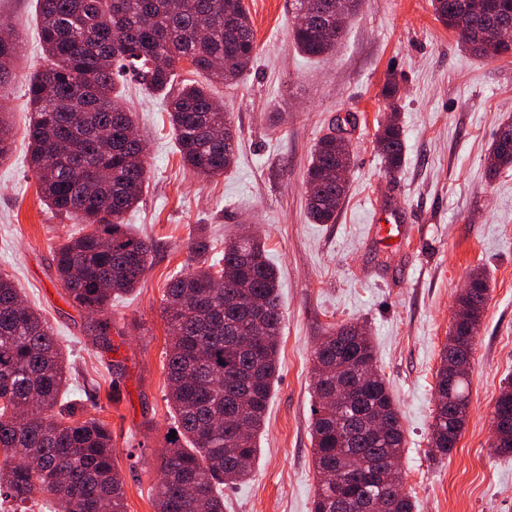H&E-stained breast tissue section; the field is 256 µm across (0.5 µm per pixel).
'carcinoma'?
I'll return each mask as SVG.
<instances>
[{
	"mask_svg": "<svg viewBox=\"0 0 512 512\" xmlns=\"http://www.w3.org/2000/svg\"><path fill=\"white\" fill-rule=\"evenodd\" d=\"M362 0H293L311 22H293V41L311 57L331 53ZM47 64L28 83L30 167L47 205L89 228L55 250L56 273L69 300L102 313L143 277L152 243L128 230L124 217L140 201L150 168L139 142L126 133L132 113L119 103L113 71L128 69L143 89L164 95L169 123L185 166L211 178L236 158V139L215 83L237 81L256 56L254 29L243 0H37ZM437 20L461 44L488 59L512 45L495 40L512 22V0H431ZM18 38L0 31V79L12 71ZM188 60L203 80L176 85ZM382 96L397 110L400 86L390 77ZM12 126L0 113V160ZM386 171L402 167L403 130L397 117L378 126ZM350 146L321 136L306 171L307 212L332 224L347 184ZM512 170V122L495 134L492 177ZM191 269L170 278L163 299L169 346L167 400L176 437L167 440L154 497L155 512H224V487L245 482L258 453L278 371L283 320L276 270L257 236L224 246L191 244ZM457 297L436 373L431 447L455 448L469 412L468 380L476 332L489 298L481 268ZM371 337L361 324L322 337L314 355L311 439L319 483L312 512H360L381 497L386 512H414L399 462L404 433L396 400L375 367ZM67 366L50 326L0 274V496L23 504L51 496L61 512H125L124 483L112 459V433L96 418L56 410ZM501 437L491 448L512 455V384L494 406Z\"/></svg>",
	"mask_w": 512,
	"mask_h": 512,
	"instance_id": "obj_1",
	"label": "carcinoma"
}]
</instances>
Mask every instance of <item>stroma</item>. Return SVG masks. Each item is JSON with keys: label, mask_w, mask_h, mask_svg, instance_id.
Returning a JSON list of instances; mask_svg holds the SVG:
<instances>
[{"label": "stroma", "mask_w": 512, "mask_h": 512, "mask_svg": "<svg viewBox=\"0 0 512 512\" xmlns=\"http://www.w3.org/2000/svg\"><path fill=\"white\" fill-rule=\"evenodd\" d=\"M291 2L244 0L258 53L235 85L214 89L237 136L236 162L224 175L206 179L186 169L163 99L140 89L130 72L116 75L150 166L142 200L125 221L154 251L138 288L106 314L111 335L122 338L114 353L97 337V317L76 307L57 278L54 251L78 226L41 201L27 164V79L45 64L37 3L0 0V18L21 39L0 86L12 121L10 155L0 161V273L44 315L70 365L61 408L108 424L126 512H154L174 422L162 298L168 279L188 270L199 225L217 254L242 233L261 236L284 314L253 477L225 488L226 512H311L313 351L344 323L366 326L396 399L405 438L400 469L416 512H512V456L491 448L494 405L512 380V170L487 174L494 135L512 121V55L490 60L467 51L436 20L431 0H363L336 51L311 59L293 43ZM391 75L400 82L405 138L403 165L392 176L375 141L390 112L381 91ZM337 125L351 148L347 193L334 223L315 224L305 174L317 140ZM391 212L408 236L394 246L376 230ZM477 267L487 271L490 291L469 415L441 457L430 448L435 374L456 299Z\"/></svg>", "instance_id": "stroma-1"}]
</instances>
